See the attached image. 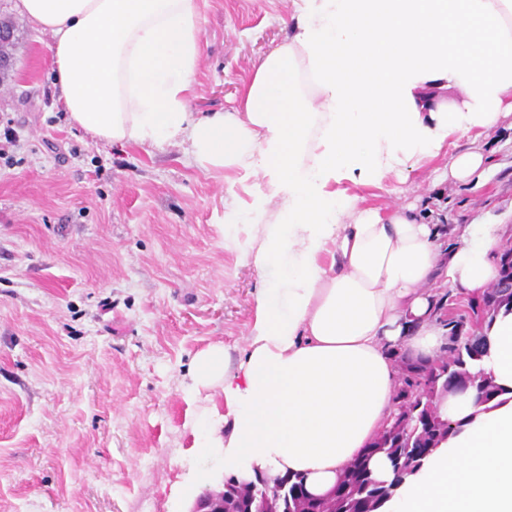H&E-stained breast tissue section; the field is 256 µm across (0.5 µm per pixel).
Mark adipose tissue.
<instances>
[{"label":"adipose tissue","instance_id":"obj_1","mask_svg":"<svg viewBox=\"0 0 512 512\" xmlns=\"http://www.w3.org/2000/svg\"><path fill=\"white\" fill-rule=\"evenodd\" d=\"M287 37L244 82L231 112L187 110L200 56L193 0H18L51 34L60 99L115 147L187 145L252 200L224 214V240L259 275L245 354L195 356L191 393L219 389L226 413L193 428L202 453L241 480L301 474L328 493L393 412L399 351L435 358L446 327L432 280L480 295L498 278L504 224H469L449 254L440 227L381 214L337 183L385 187L444 165L435 182L481 184L480 137L512 116V0H292ZM456 88L454 110L433 90ZM468 140L461 152L449 139ZM486 373L508 388L481 411L448 397L457 433L382 512H512V312L487 332Z\"/></svg>","mask_w":512,"mask_h":512}]
</instances>
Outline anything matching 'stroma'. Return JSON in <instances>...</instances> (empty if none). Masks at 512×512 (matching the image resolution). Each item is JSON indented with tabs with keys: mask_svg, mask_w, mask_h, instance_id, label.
Returning <instances> with one entry per match:
<instances>
[{
	"mask_svg": "<svg viewBox=\"0 0 512 512\" xmlns=\"http://www.w3.org/2000/svg\"><path fill=\"white\" fill-rule=\"evenodd\" d=\"M17 0L16 65L0 81V512H189L199 474L221 467L194 448L196 353L247 347L256 272L224 245V209L248 201L177 144L99 140L69 118L50 34ZM201 54L194 116L229 110L288 28L289 0H194ZM482 187L410 174L397 195L339 183L388 213L429 207L456 229L512 212V122L483 138Z\"/></svg>",
	"mask_w": 512,
	"mask_h": 512,
	"instance_id": "obj_1",
	"label": "stroma"
}]
</instances>
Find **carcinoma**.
I'll use <instances>...</instances> for the list:
<instances>
[{
    "label": "carcinoma",
    "mask_w": 512,
    "mask_h": 512,
    "mask_svg": "<svg viewBox=\"0 0 512 512\" xmlns=\"http://www.w3.org/2000/svg\"><path fill=\"white\" fill-rule=\"evenodd\" d=\"M482 305L472 302L468 308L477 329L465 325L463 317L449 318V336L440 354L426 363L407 361L395 354L399 374L393 401L396 410L389 424L365 450L345 469L334 488L336 497L315 501L303 495L304 477L294 474L282 477L280 492L284 512H376L393 494L403 479L418 470L424 460L423 450L436 448L448 439L453 427L446 425L440 413V402L456 384L467 381L477 387L481 401L494 400L501 388L480 369L487 351H478L475 340H486L483 329L491 326L501 310H512V244L500 247V272L497 282L482 297ZM376 453L386 455L394 468L390 483L371 477L368 460ZM265 496L259 484H242L230 477L224 489L225 508L230 512H254Z\"/></svg>",
    "instance_id": "1"
}]
</instances>
